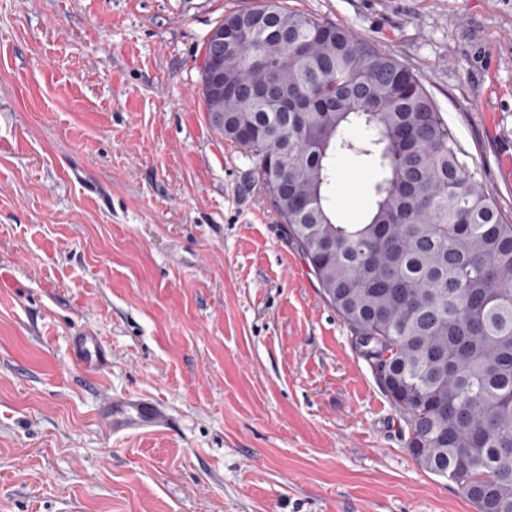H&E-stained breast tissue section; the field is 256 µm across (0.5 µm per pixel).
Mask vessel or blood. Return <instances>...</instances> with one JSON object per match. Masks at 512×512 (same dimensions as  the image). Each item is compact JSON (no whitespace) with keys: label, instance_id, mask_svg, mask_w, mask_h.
<instances>
[{"label":"vessel or blood","instance_id":"obj_1","mask_svg":"<svg viewBox=\"0 0 512 512\" xmlns=\"http://www.w3.org/2000/svg\"><path fill=\"white\" fill-rule=\"evenodd\" d=\"M72 358L84 370L100 369L107 360V353L98 336L83 331L69 339ZM104 417L113 435L145 434L169 428L171 413L162 400L143 393L113 395Z\"/></svg>","mask_w":512,"mask_h":512}]
</instances>
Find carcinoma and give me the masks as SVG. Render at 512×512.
<instances>
[{"instance_id":"obj_1","label":"carcinoma","mask_w":512,"mask_h":512,"mask_svg":"<svg viewBox=\"0 0 512 512\" xmlns=\"http://www.w3.org/2000/svg\"><path fill=\"white\" fill-rule=\"evenodd\" d=\"M224 139L411 429L409 450L476 512H512V224L412 70L278 0L224 18ZM208 119L218 103L205 75ZM363 129L357 138L347 135ZM373 173L336 219V156Z\"/></svg>"}]
</instances>
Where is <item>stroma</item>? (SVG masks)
<instances>
[{
	"instance_id": "obj_1",
	"label": "stroma",
	"mask_w": 512,
	"mask_h": 512,
	"mask_svg": "<svg viewBox=\"0 0 512 512\" xmlns=\"http://www.w3.org/2000/svg\"><path fill=\"white\" fill-rule=\"evenodd\" d=\"M257 2L0 0V512H475L208 120L206 37ZM285 3L406 64L512 224V0ZM336 176L358 222L372 175ZM119 392L169 429L112 437ZM71 357L88 372L100 369L107 361V353L98 336L85 330L69 339Z\"/></svg>"
}]
</instances>
